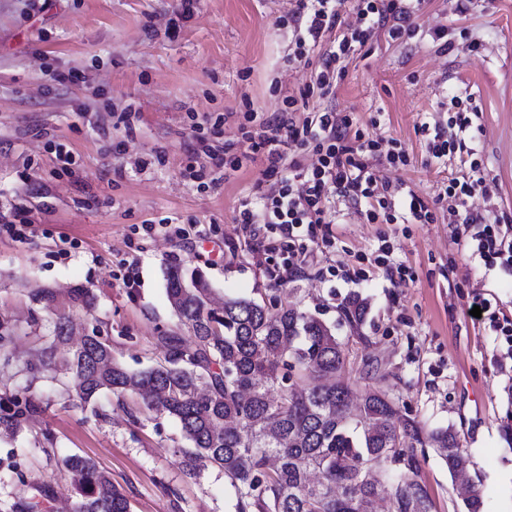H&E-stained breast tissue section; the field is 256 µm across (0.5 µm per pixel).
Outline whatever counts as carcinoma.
I'll return each instance as SVG.
<instances>
[{
	"label": "carcinoma",
	"instance_id": "cac0c4a2",
	"mask_svg": "<svg viewBox=\"0 0 512 512\" xmlns=\"http://www.w3.org/2000/svg\"><path fill=\"white\" fill-rule=\"evenodd\" d=\"M165 291L192 343L164 336V360L131 371L87 336L65 361L72 388L84 404L131 391L147 411L176 420L189 444L187 473L224 471L241 508L367 512L384 491L389 512H434L417 446L434 448L452 475L466 468L452 429L426 434L402 414L379 362H363L364 387L354 385L342 344L320 317L248 297L217 302L202 272L179 266L168 268ZM366 308L354 296L340 312L356 328ZM62 464L73 478L72 512H131L92 458L72 454Z\"/></svg>",
	"mask_w": 512,
	"mask_h": 512
}]
</instances>
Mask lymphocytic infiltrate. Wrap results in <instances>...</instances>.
<instances>
[{"instance_id":"lymphocytic-infiltrate-1","label":"lymphocytic infiltrate","mask_w":512,"mask_h":512,"mask_svg":"<svg viewBox=\"0 0 512 512\" xmlns=\"http://www.w3.org/2000/svg\"><path fill=\"white\" fill-rule=\"evenodd\" d=\"M341 8L342 0H295L287 20L294 42L288 62L311 64L315 70L308 83L292 91L273 82L270 89L280 107L263 120L266 135L257 138L252 131L242 130L238 143L227 144L218 159L225 176L231 177L254 154L262 155L265 180L257 189L264 206L258 212L243 209L239 221L250 235L269 234L268 247L284 251L282 267L289 275L300 269L293 258L299 238L314 245L330 242L332 221L326 211L330 194L366 204L365 215L372 222L381 218L388 224H403L411 219L429 224L434 220L429 204L418 196L397 204L396 185L379 182L369 163L382 154L390 165H403L405 151L382 150L379 140L352 133L348 116L328 104L350 61L378 33L394 41L414 35L411 0H358L353 24ZM307 149L317 156L316 166L309 169L302 168L296 157L297 151ZM463 223L474 229L467 242L472 256L488 269L512 276V234L471 214Z\"/></svg>"}]
</instances>
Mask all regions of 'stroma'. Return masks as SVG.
<instances>
[{"label": "stroma", "mask_w": 512, "mask_h": 512, "mask_svg": "<svg viewBox=\"0 0 512 512\" xmlns=\"http://www.w3.org/2000/svg\"><path fill=\"white\" fill-rule=\"evenodd\" d=\"M292 0H198L168 34L172 0H0V512L39 502L69 512L73 494L62 460L92 458L126 495L132 512H239L224 474H188L179 424L149 414L129 395L80 404L59 360L42 346L59 317L74 337L98 334L116 361L140 370L160 362L163 337L190 341L165 294V271L200 269L216 297L280 300L335 325L352 367L378 359L387 386L427 430L449 427L468 457L485 512H512V345L490 319L471 320L480 295L492 312H512V277L488 270L454 243L448 213L430 224H372L360 207L333 197L332 246H312L295 276L238 222L255 203L262 159L236 176L193 159L190 115L220 145L238 139L237 110L250 98L259 117L277 108L273 80L294 89L309 68L289 65L288 28L276 26ZM417 35L378 34L336 90V107L370 137L400 143L407 165L379 175L433 202L449 177L466 173L459 155L431 158L422 126H445L452 97L470 118L467 147L487 171L486 191L467 208L512 225V0H423ZM444 26L453 49L440 53L431 30ZM80 80L60 85L50 73ZM63 146L74 158L64 165ZM50 199H43V190ZM29 218L27 241L1 226ZM194 225L189 235L147 237L143 225ZM410 273L390 281L373 269L380 240ZM135 272L139 285L123 277ZM85 288L91 308L33 301L39 289ZM359 296L363 323L339 306ZM420 477L435 512H464L459 489L433 449Z\"/></svg>", "instance_id": "stroma-1"}]
</instances>
